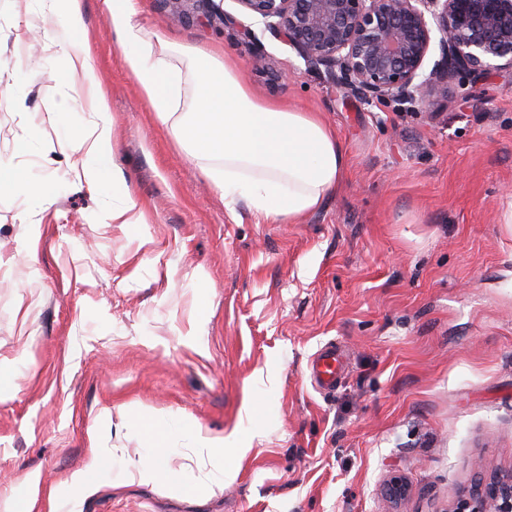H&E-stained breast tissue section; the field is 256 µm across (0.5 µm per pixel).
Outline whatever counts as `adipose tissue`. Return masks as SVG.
I'll return each mask as SVG.
<instances>
[{
    "label": "adipose tissue",
    "instance_id": "adipose-tissue-1",
    "mask_svg": "<svg viewBox=\"0 0 512 512\" xmlns=\"http://www.w3.org/2000/svg\"><path fill=\"white\" fill-rule=\"evenodd\" d=\"M115 35L124 49L128 69L171 137L193 156L218 158L222 167L206 169L205 175L229 202H244L251 214L268 224H293L321 207L342 184L347 171V154L342 141L320 113L304 111L289 104L257 96L240 70L220 61L219 51H201L195 61V98L192 111L173 109L175 75L154 59V50H167V42L151 46L143 30L134 23L135 0H103ZM50 11L64 17L65 41L78 73L91 94L92 118L80 137L61 127L64 142L73 143L90 163L88 184L93 194H113L109 220L114 224H141V205L129 189L115 163L112 112L101 79L80 44L86 24L82 0H49ZM142 438L151 450L149 460L134 467L140 480L174 479L175 456L167 446L165 429L149 416L138 419ZM180 429L205 453L212 474L223 475L224 451L234 447V436L203 435L188 420ZM99 456L64 483L50 487L44 496L49 506L67 500L69 512H78L81 491L93 472L102 470Z\"/></svg>",
    "mask_w": 512,
    "mask_h": 512
}]
</instances>
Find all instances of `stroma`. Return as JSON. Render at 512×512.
I'll use <instances>...</instances> for the list:
<instances>
[{
	"mask_svg": "<svg viewBox=\"0 0 512 512\" xmlns=\"http://www.w3.org/2000/svg\"><path fill=\"white\" fill-rule=\"evenodd\" d=\"M42 0H0V157L49 187L0 190V512L64 481L92 453L106 467L82 512H443L479 470L512 469V71L428 110L368 102L308 71L253 29L267 72L235 29L137 0V23L169 42L193 97L197 48H219L262 97L321 113L348 159L322 207L294 224L228 208L207 162L172 141L124 64L102 0H83L89 59L111 100L115 162L145 213L110 223L61 140L91 118L61 81L62 22ZM33 143L15 156L18 138ZM38 233H31V225ZM347 363L313 386L328 342ZM203 434L239 431L233 470L179 484L127 475L146 459L136 428L102 409ZM409 496L384 495L392 475Z\"/></svg>",
	"mask_w": 512,
	"mask_h": 512,
	"instance_id": "1",
	"label": "stroma"
}]
</instances>
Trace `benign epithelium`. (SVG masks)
<instances>
[{"mask_svg":"<svg viewBox=\"0 0 512 512\" xmlns=\"http://www.w3.org/2000/svg\"><path fill=\"white\" fill-rule=\"evenodd\" d=\"M173 15L230 25L247 38L250 64L266 68L255 32L216 10L214 0H160ZM305 66L367 101L434 104L448 83L463 90L512 70V0H237ZM440 56L424 72L433 41ZM449 512H512V470L457 500Z\"/></svg>","mask_w":512,"mask_h":512,"instance_id":"benign-epithelium-1","label":"benign epithelium"}]
</instances>
